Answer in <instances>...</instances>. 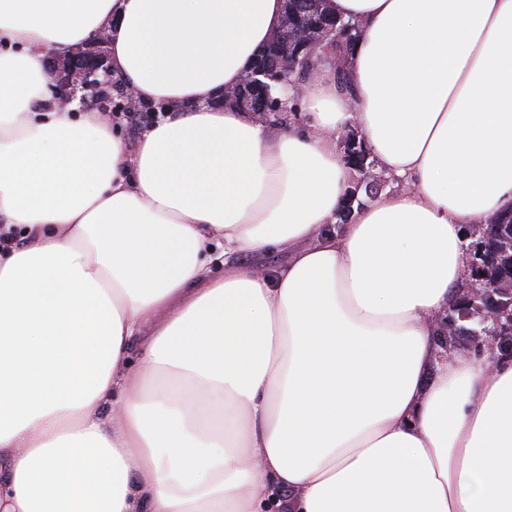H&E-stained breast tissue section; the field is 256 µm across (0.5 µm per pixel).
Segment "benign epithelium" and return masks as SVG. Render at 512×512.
Returning a JSON list of instances; mask_svg holds the SVG:
<instances>
[{"instance_id":"7a95c632","label":"benign epithelium","mask_w":512,"mask_h":512,"mask_svg":"<svg viewBox=\"0 0 512 512\" xmlns=\"http://www.w3.org/2000/svg\"><path fill=\"white\" fill-rule=\"evenodd\" d=\"M330 35L331 27L325 20L284 8L282 21L270 36L253 72L247 74L240 85L224 92V103L264 117L269 113L271 102L269 83L283 79L292 87L293 96L299 97L308 80L319 73L316 68L305 80L292 79L299 57L308 49L326 43ZM105 44L106 37L101 34L94 44L75 48L70 57L81 60L78 67L69 60L60 62L53 56L47 58L49 76L60 86L62 106L67 107L76 99L85 102L100 86L112 81ZM480 318L483 331L472 337V343L481 349L493 350L502 343L503 334L512 331V317L489 305L480 309Z\"/></svg>"}]
</instances>
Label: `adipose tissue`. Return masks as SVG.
Instances as JSON below:
<instances>
[{
	"label": "adipose tissue",
	"mask_w": 512,
	"mask_h": 512,
	"mask_svg": "<svg viewBox=\"0 0 512 512\" xmlns=\"http://www.w3.org/2000/svg\"><path fill=\"white\" fill-rule=\"evenodd\" d=\"M330 7L356 93L272 132L219 101L283 0H0V512H512V354L431 321L512 212V0ZM102 32L132 146L48 86ZM351 125L402 186L336 230Z\"/></svg>",
	"instance_id": "ef3b65f1"
}]
</instances>
